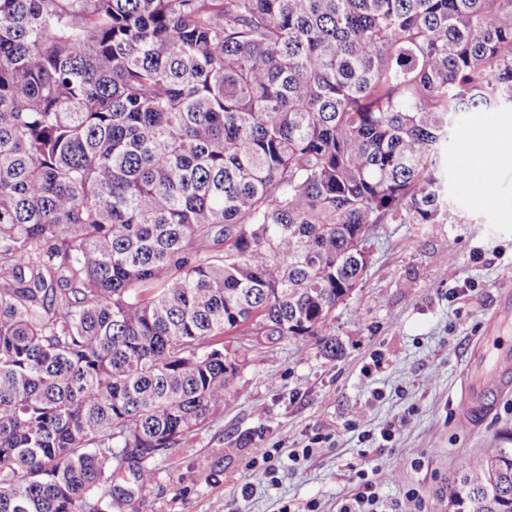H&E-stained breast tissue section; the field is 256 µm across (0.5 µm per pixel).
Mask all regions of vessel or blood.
I'll list each match as a JSON object with an SVG mask.
<instances>
[{"label": "vessel or blood", "instance_id": "1", "mask_svg": "<svg viewBox=\"0 0 512 512\" xmlns=\"http://www.w3.org/2000/svg\"><path fill=\"white\" fill-rule=\"evenodd\" d=\"M472 381L460 415L473 423L488 409L492 396L512 388V351L504 349L502 337L485 330L471 353Z\"/></svg>", "mask_w": 512, "mask_h": 512}]
</instances>
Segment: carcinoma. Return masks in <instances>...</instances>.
Masks as SVG:
<instances>
[{"instance_id": "1", "label": "carcinoma", "mask_w": 512, "mask_h": 512, "mask_svg": "<svg viewBox=\"0 0 512 512\" xmlns=\"http://www.w3.org/2000/svg\"><path fill=\"white\" fill-rule=\"evenodd\" d=\"M512 106V0H0V512H134L240 372L319 336L366 233L445 224L462 112ZM448 512H512V448Z\"/></svg>"}]
</instances>
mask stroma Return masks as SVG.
<instances>
[{"instance_id":"stroma-1","label":"stroma","mask_w":512,"mask_h":512,"mask_svg":"<svg viewBox=\"0 0 512 512\" xmlns=\"http://www.w3.org/2000/svg\"><path fill=\"white\" fill-rule=\"evenodd\" d=\"M478 127L461 113L448 132L444 224L377 225L366 272L322 329L340 344L300 352L292 340L240 336L229 346L246 363L224 407L182 443L155 454L154 479L139 486L129 469L114 484L135 512H281L312 502L340 512L356 471L376 481L387 512L403 484L419 489L423 512H448V477L460 457L512 448V391L479 423L459 419L464 372L487 321L512 295V111L492 110ZM488 139L503 158L493 168L461 150ZM496 205L480 201L484 191ZM454 265L457 277L445 279ZM407 426L380 448L359 430ZM313 446L305 461L292 449ZM279 447L276 480L246 469L256 449Z\"/></svg>"}]
</instances>
